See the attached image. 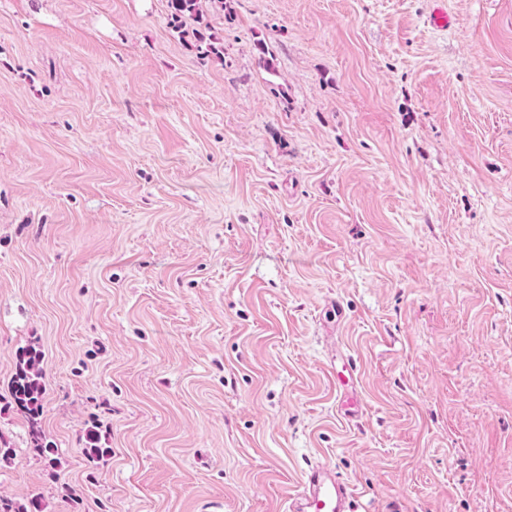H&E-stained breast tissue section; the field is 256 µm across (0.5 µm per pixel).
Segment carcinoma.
Returning <instances> with one entry per match:
<instances>
[{
	"label": "carcinoma",
	"instance_id": "carcinoma-1",
	"mask_svg": "<svg viewBox=\"0 0 512 512\" xmlns=\"http://www.w3.org/2000/svg\"><path fill=\"white\" fill-rule=\"evenodd\" d=\"M170 24L179 29L188 20L199 19V0H168ZM44 393V370L41 356L31 347L20 351L17 362V373L12 387V400L28 420L29 436L33 449L48 463H55V448L47 441L41 431L39 422L41 402ZM88 461L97 465L112 453V449L101 442V435L95 427L86 431L84 448ZM0 512H42V503L31 498L23 503L0 499Z\"/></svg>",
	"mask_w": 512,
	"mask_h": 512
}]
</instances>
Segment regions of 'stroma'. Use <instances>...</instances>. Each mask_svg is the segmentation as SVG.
Returning a JSON list of instances; mask_svg holds the SVG:
<instances>
[{
	"mask_svg": "<svg viewBox=\"0 0 512 512\" xmlns=\"http://www.w3.org/2000/svg\"><path fill=\"white\" fill-rule=\"evenodd\" d=\"M201 11L0 0V499L512 512V0ZM199 2V0H168L170 24L179 29L183 26L186 19L198 22ZM17 367L11 393L13 403L27 417L33 449L49 464H54L55 448L43 435L38 419L44 393V370L40 354L34 347L21 350ZM101 442V435L95 427H90L86 431V444L84 448L85 456L90 463L98 465L101 461H105L112 453V449L105 447ZM353 494L328 465L318 463L306 476L302 489L289 497L291 512H351Z\"/></svg>",
	"mask_w": 512,
	"mask_h": 512,
	"instance_id": "1",
	"label": "stroma"
}]
</instances>
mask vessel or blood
Returning a JSON list of instances; mask_svg holds the SVG:
<instances>
[{"label":"vessel or blood","mask_w":512,"mask_h":512,"mask_svg":"<svg viewBox=\"0 0 512 512\" xmlns=\"http://www.w3.org/2000/svg\"><path fill=\"white\" fill-rule=\"evenodd\" d=\"M353 494L333 469L319 463L306 476L301 490L289 497L290 512H352Z\"/></svg>","instance_id":"obj_1"}]
</instances>
